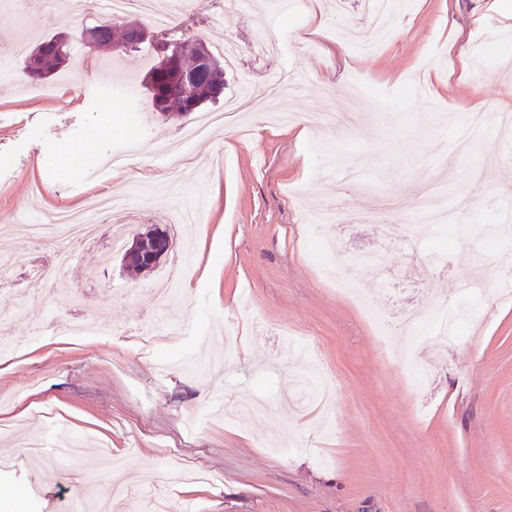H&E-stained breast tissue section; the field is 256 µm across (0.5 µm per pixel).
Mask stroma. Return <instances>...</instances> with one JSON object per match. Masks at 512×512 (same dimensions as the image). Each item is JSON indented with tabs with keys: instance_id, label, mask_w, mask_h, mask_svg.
I'll return each mask as SVG.
<instances>
[{
	"instance_id": "obj_1",
	"label": "stroma",
	"mask_w": 512,
	"mask_h": 512,
	"mask_svg": "<svg viewBox=\"0 0 512 512\" xmlns=\"http://www.w3.org/2000/svg\"><path fill=\"white\" fill-rule=\"evenodd\" d=\"M0 0V51L61 30L73 35L70 58L44 82L40 96L0 91V257L26 254L27 268L0 275V322L20 343L0 353V512H92L113 480L111 458L129 457L131 495L112 512H153L143 492L164 490L163 512H512V296L487 289L475 321L461 328L427 383L397 362L385 340L414 309L452 313L453 285L474 267L512 279L493 195L512 198V138L486 127L471 155L455 148L449 112L496 113L512 83V0H404L391 31L361 49L348 31L370 18L362 0L328 14L321 36L306 37L298 0H256L226 14L203 0L181 16L168 39H201L219 51L226 36L240 48L221 98L201 112H220L243 84L262 88L287 71L304 91L273 107L297 119L274 123L263 113L232 131L216 129L188 144L194 173L185 186L202 205L187 225L193 245L181 297L160 304L163 271L139 278L123 269L112 230L133 238L164 221L174 199L161 188L170 162L153 150L183 117L151 112L143 77L154 62L141 52L102 48L85 56L83 28L106 21L92 10L64 21L44 15L21 28ZM279 53L258 55L260 38ZM340 41L348 64H325L322 47ZM456 44L471 68L458 78ZM422 70L430 91L418 97L409 78ZM365 86L366 117L347 132L313 126L309 116L338 113L350 83ZM144 150L124 164L89 168L124 142ZM445 151L447 164L429 161ZM441 183L439 207L474 201L450 230L412 212H390L392 227L414 226L417 253L383 235L364 214L391 194L414 199L420 179ZM146 189L100 219L94 239L77 246L48 302L29 300L34 273L52 259L12 224L68 209L88 197ZM346 222L316 225L330 207ZM382 253L387 267L364 284L387 317L378 334L359 305L336 288L355 275L358 256ZM167 311L177 329L151 326ZM250 356L224 360L230 340ZM262 396L274 413L235 412L241 398ZM38 438L54 449L83 444L78 461L37 459L16 445Z\"/></svg>"
}]
</instances>
